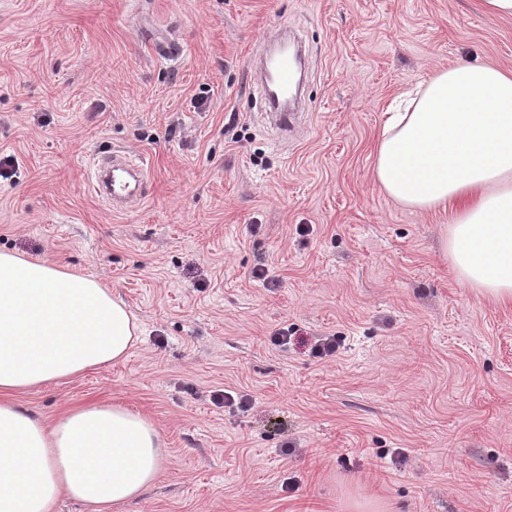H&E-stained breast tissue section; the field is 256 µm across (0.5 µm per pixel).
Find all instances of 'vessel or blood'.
<instances>
[{
    "label": "vessel or blood",
    "mask_w": 512,
    "mask_h": 512,
    "mask_svg": "<svg viewBox=\"0 0 512 512\" xmlns=\"http://www.w3.org/2000/svg\"><path fill=\"white\" fill-rule=\"evenodd\" d=\"M297 70L296 57L283 44L266 61L261 72L262 96L266 105L273 108L268 118L284 135L293 133L301 118L292 104ZM92 167L89 187L97 197L107 200L113 209L119 210L146 198L148 183L141 165L127 157L112 154L96 158Z\"/></svg>",
    "instance_id": "vessel-or-blood-1"
}]
</instances>
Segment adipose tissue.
Wrapping results in <instances>:
<instances>
[{
    "mask_svg": "<svg viewBox=\"0 0 512 512\" xmlns=\"http://www.w3.org/2000/svg\"><path fill=\"white\" fill-rule=\"evenodd\" d=\"M372 178L396 205L443 213L442 248L457 280L512 306V71L460 61L395 99ZM135 316L100 281L0 251V512H89L138 500L166 463L146 416L80 406L45 423L17 394L127 359Z\"/></svg>",
    "mask_w": 512,
    "mask_h": 512,
    "instance_id": "1",
    "label": "adipose tissue"
}]
</instances>
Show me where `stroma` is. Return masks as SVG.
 <instances>
[{
	"label": "stroma",
	"mask_w": 512,
	"mask_h": 512,
	"mask_svg": "<svg viewBox=\"0 0 512 512\" xmlns=\"http://www.w3.org/2000/svg\"><path fill=\"white\" fill-rule=\"evenodd\" d=\"M284 25L311 53L288 139L250 70ZM474 59L512 69L478 0H0V249L102 280L140 332L19 401L120 405L166 443L104 512H512V307L371 179L387 103ZM114 151L150 187L121 212L87 187Z\"/></svg>",
	"instance_id": "obj_1"
}]
</instances>
